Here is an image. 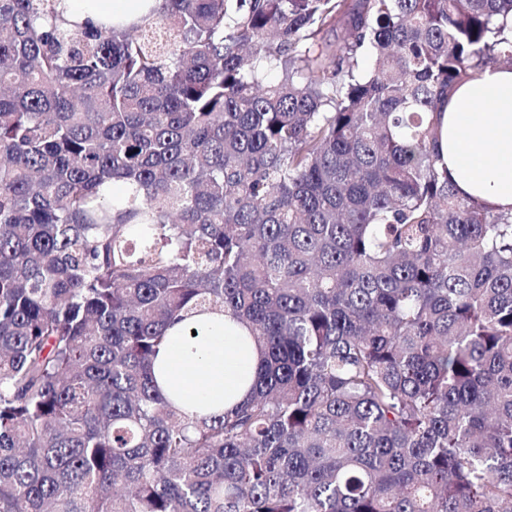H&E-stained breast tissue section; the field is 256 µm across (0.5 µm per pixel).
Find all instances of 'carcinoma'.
Instances as JSON below:
<instances>
[{"instance_id": "carcinoma-1", "label": "carcinoma", "mask_w": 512, "mask_h": 512, "mask_svg": "<svg viewBox=\"0 0 512 512\" xmlns=\"http://www.w3.org/2000/svg\"><path fill=\"white\" fill-rule=\"evenodd\" d=\"M154 2L0 0V512H512V213L438 150L512 0ZM204 313L261 364L198 416ZM65 17L72 24H99L107 20L136 22L147 15L153 0H70ZM196 325V336L186 322L168 328L155 373L165 390L180 395L187 410L206 414L243 401L260 355L231 329L233 325L225 327L224 317H202Z\"/></svg>"}]
</instances>
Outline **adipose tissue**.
<instances>
[{"instance_id":"adipose-tissue-1","label":"adipose tissue","mask_w":512,"mask_h":512,"mask_svg":"<svg viewBox=\"0 0 512 512\" xmlns=\"http://www.w3.org/2000/svg\"><path fill=\"white\" fill-rule=\"evenodd\" d=\"M153 0H70L74 24L135 22ZM440 149L460 194L512 211V67L493 66L458 86L443 112ZM260 355L223 318L205 317L198 332L173 324L155 361L164 389L189 411L205 414L240 403Z\"/></svg>"}]
</instances>
